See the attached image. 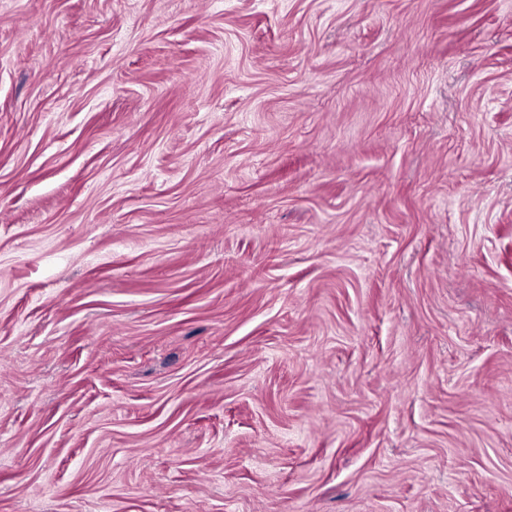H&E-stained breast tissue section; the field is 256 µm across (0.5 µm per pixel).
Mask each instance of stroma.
<instances>
[{
    "label": "stroma",
    "mask_w": 512,
    "mask_h": 512,
    "mask_svg": "<svg viewBox=\"0 0 512 512\" xmlns=\"http://www.w3.org/2000/svg\"><path fill=\"white\" fill-rule=\"evenodd\" d=\"M0 512H512V0H0Z\"/></svg>",
    "instance_id": "35a3bbf8"
}]
</instances>
